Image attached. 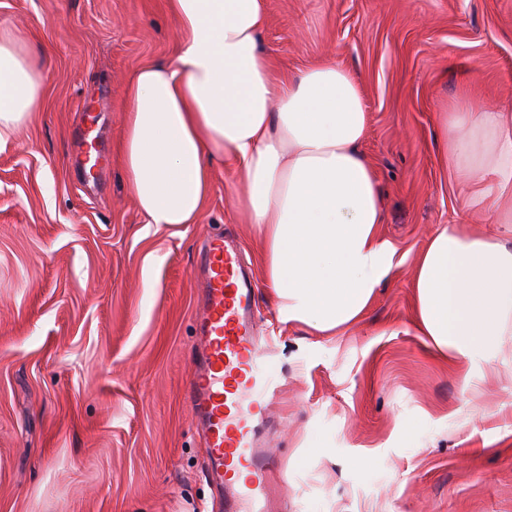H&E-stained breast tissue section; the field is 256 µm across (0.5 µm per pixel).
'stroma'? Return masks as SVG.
Listing matches in <instances>:
<instances>
[{
  "mask_svg": "<svg viewBox=\"0 0 512 512\" xmlns=\"http://www.w3.org/2000/svg\"><path fill=\"white\" fill-rule=\"evenodd\" d=\"M263 47L298 75L327 55L359 80L382 235L397 250L362 321L318 336L256 317L281 389L264 440L277 512H512V363L481 398L430 354L411 319L413 268L440 224L505 233L440 149L460 99L512 112V0H266ZM44 72L39 111L0 146V512H224L183 400L196 337L194 272L213 235H258L235 207L234 164L212 162L197 223L146 224L121 159L125 90L169 61L167 0H0ZM102 154L93 175L88 146ZM325 442L328 453L314 452Z\"/></svg>",
  "mask_w": 512,
  "mask_h": 512,
  "instance_id": "1",
  "label": "stroma"
}]
</instances>
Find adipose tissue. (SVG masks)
I'll list each match as a JSON object with an SVG mask.
<instances>
[{"label": "adipose tissue", "mask_w": 512, "mask_h": 512, "mask_svg": "<svg viewBox=\"0 0 512 512\" xmlns=\"http://www.w3.org/2000/svg\"><path fill=\"white\" fill-rule=\"evenodd\" d=\"M174 57L142 67L126 92L123 166L145 223L191 224L211 189L208 160H232L239 207L263 249L278 320L320 336L356 324L394 265L379 232L377 176L359 150L367 114L357 79L328 57L278 74L260 46L265 0H168ZM44 77L0 24V145L37 112ZM448 168L481 181L465 199L512 224V113L455 103L442 117ZM413 327L427 349L483 377L512 339V240L436 227L413 274Z\"/></svg>", "instance_id": "obj_1"}]
</instances>
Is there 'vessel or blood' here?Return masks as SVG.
<instances>
[{"instance_id":"vessel-or-blood-1","label":"vessel or blood","mask_w":512,"mask_h":512,"mask_svg":"<svg viewBox=\"0 0 512 512\" xmlns=\"http://www.w3.org/2000/svg\"><path fill=\"white\" fill-rule=\"evenodd\" d=\"M200 265L188 400L205 439L208 477L225 512H268L275 481L260 430L278 379L258 349L254 289L235 241L212 237Z\"/></svg>"}]
</instances>
